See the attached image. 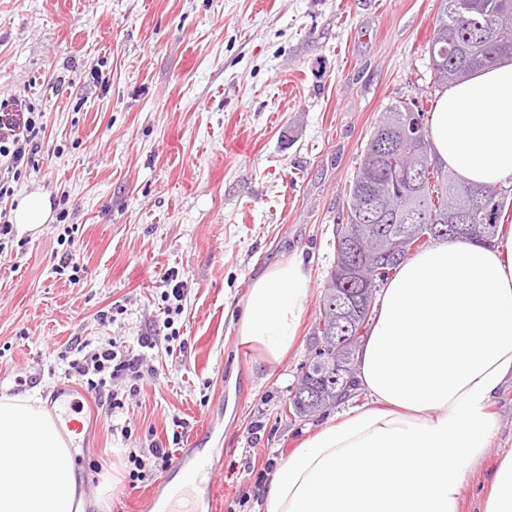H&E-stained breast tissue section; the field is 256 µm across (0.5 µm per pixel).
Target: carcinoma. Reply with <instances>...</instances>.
Wrapping results in <instances>:
<instances>
[{
  "mask_svg": "<svg viewBox=\"0 0 512 512\" xmlns=\"http://www.w3.org/2000/svg\"><path fill=\"white\" fill-rule=\"evenodd\" d=\"M428 52L434 73V88H448L465 77L500 61H512V0H440V6ZM412 112L424 117L419 102L401 101L390 106L373 127L356 176L352 180L349 199L362 190L390 191L401 189L395 169L397 151L414 152L425 160L422 186L412 195V203L421 211L414 230L395 215L383 224L363 221L362 208L349 204L346 223L338 225L335 235L336 261L324 286L319 317L314 327V342L308 362L301 367L295 390L289 397L288 412L295 417H310L355 397V376L348 388L336 386V373L322 379L323 394L309 401L302 388L314 374L318 363L336 365V361L354 359L362 330L373 316L376 293L395 274L398 266L412 253L438 240L455 239L469 242L492 241L497 232L498 217L512 196L511 187L474 186L443 170L431 157L429 131L412 142L393 146L385 153L374 149L384 123L393 120L404 126ZM384 231L399 240V257L373 260L365 271L342 280V287L357 301L358 311L342 334L336 333V283L342 270L354 268L361 261L356 252L360 238L367 232Z\"/></svg>",
  "mask_w": 512,
  "mask_h": 512,
  "instance_id": "cac0c4a2",
  "label": "carcinoma"
}]
</instances>
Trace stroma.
<instances>
[{
	"label": "stroma",
	"instance_id": "1",
	"mask_svg": "<svg viewBox=\"0 0 512 512\" xmlns=\"http://www.w3.org/2000/svg\"><path fill=\"white\" fill-rule=\"evenodd\" d=\"M439 0H0V112L42 113V149L13 203L51 213L0 255V396L46 401L71 347L163 335L170 272L185 285L184 353L158 350L116 417L81 392L77 459L89 512H150L161 477L129 488L125 448L201 439L217 512H265L271 474L348 405L282 407L310 356L349 188L390 105L434 111L428 44ZM73 226L71 247L64 227ZM81 270L58 273L64 251ZM302 256L311 293L295 346L257 363L236 325L252 282ZM460 512H479L489 469L512 449V386Z\"/></svg>",
	"mask_w": 512,
	"mask_h": 512
}]
</instances>
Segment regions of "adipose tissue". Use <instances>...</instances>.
Instances as JSON below:
<instances>
[{
    "mask_svg": "<svg viewBox=\"0 0 512 512\" xmlns=\"http://www.w3.org/2000/svg\"><path fill=\"white\" fill-rule=\"evenodd\" d=\"M434 157L462 181L512 176V62L448 87L429 117ZM303 262L252 285L237 333L273 366L292 349L310 297ZM369 401L306 438L273 472L266 512H459L467 470L512 382V224L492 244L439 241L384 285L357 355ZM75 467L50 417L0 396V512H72ZM480 512H512V453Z\"/></svg>",
    "mask_w": 512,
    "mask_h": 512,
    "instance_id": "obj_1",
    "label": "adipose tissue"
}]
</instances>
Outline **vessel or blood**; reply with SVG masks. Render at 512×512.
<instances>
[{"instance_id":"1","label":"vessel or blood","mask_w":512,"mask_h":512,"mask_svg":"<svg viewBox=\"0 0 512 512\" xmlns=\"http://www.w3.org/2000/svg\"><path fill=\"white\" fill-rule=\"evenodd\" d=\"M46 408L63 445L68 448L76 447L82 424L75 417L77 408L72 387H58L49 397ZM176 467L183 471L184 482L174 484L165 478L157 485L158 492L164 495L167 512H201L202 506H213L215 467L211 460L183 450L178 454Z\"/></svg>"}]
</instances>
